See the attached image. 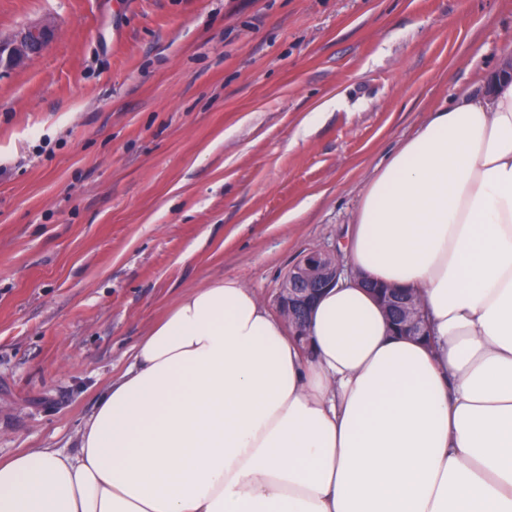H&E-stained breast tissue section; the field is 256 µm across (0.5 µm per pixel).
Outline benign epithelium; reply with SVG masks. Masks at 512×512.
Returning a JSON list of instances; mask_svg holds the SVG:
<instances>
[{
	"mask_svg": "<svg viewBox=\"0 0 512 512\" xmlns=\"http://www.w3.org/2000/svg\"><path fill=\"white\" fill-rule=\"evenodd\" d=\"M56 30L47 22H35L17 32L0 34V70H15L37 59L55 38ZM354 275L336 249H312L288 270V289H279L277 307L288 331L299 339L307 335L308 314L321 292ZM365 287L374 293L394 331L401 336L429 335L424 303L415 294L390 286Z\"/></svg>",
	"mask_w": 512,
	"mask_h": 512,
	"instance_id": "obj_1",
	"label": "benign epithelium"
}]
</instances>
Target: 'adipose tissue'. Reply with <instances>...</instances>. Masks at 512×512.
Wrapping results in <instances>:
<instances>
[{"mask_svg": "<svg viewBox=\"0 0 512 512\" xmlns=\"http://www.w3.org/2000/svg\"><path fill=\"white\" fill-rule=\"evenodd\" d=\"M345 254L305 345L234 279L184 293L74 448L0 459V512H512V81L402 143ZM394 331L401 336H428V320L422 298L409 291L390 286H374L366 282Z\"/></svg>", "mask_w": 512, "mask_h": 512, "instance_id": "ef3b65f1", "label": "adipose tissue"}]
</instances>
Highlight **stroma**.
Here are the masks:
<instances>
[{
    "mask_svg": "<svg viewBox=\"0 0 512 512\" xmlns=\"http://www.w3.org/2000/svg\"><path fill=\"white\" fill-rule=\"evenodd\" d=\"M0 458L68 450L186 291L269 310L430 112L483 94L512 0H0ZM56 30L47 22H35L17 32L0 34V70H15L37 59L55 38Z\"/></svg>",
    "mask_w": 512,
    "mask_h": 512,
    "instance_id": "obj_1",
    "label": "stroma"
}]
</instances>
